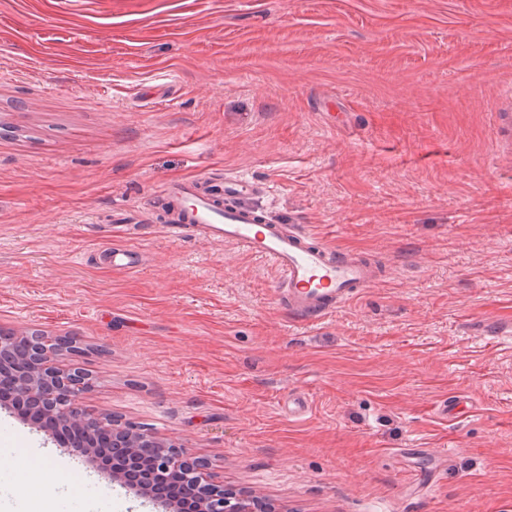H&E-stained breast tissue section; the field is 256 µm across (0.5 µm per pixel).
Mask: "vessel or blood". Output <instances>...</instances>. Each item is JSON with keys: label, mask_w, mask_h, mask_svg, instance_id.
<instances>
[{"label": "vessel or blood", "mask_w": 512, "mask_h": 512, "mask_svg": "<svg viewBox=\"0 0 512 512\" xmlns=\"http://www.w3.org/2000/svg\"><path fill=\"white\" fill-rule=\"evenodd\" d=\"M255 183L224 176L187 178L165 190L171 207L165 224L175 235L196 233L213 242L242 246L266 258L280 274V293L289 313L313 322L353 300L376 280L359 256H342L324 242L267 219L254 203ZM106 254L113 271L137 266L138 253L112 245Z\"/></svg>", "instance_id": "vessel-or-blood-1"}]
</instances>
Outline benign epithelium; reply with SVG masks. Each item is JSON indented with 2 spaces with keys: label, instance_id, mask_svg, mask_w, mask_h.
I'll return each instance as SVG.
<instances>
[{
  "label": "benign epithelium",
  "instance_id": "obj_1",
  "mask_svg": "<svg viewBox=\"0 0 512 512\" xmlns=\"http://www.w3.org/2000/svg\"><path fill=\"white\" fill-rule=\"evenodd\" d=\"M46 333L35 328L13 335V345L0 343V373L16 374L15 402L37 413L51 426L72 434L69 447L84 457L97 449V436L112 420L90 413L83 404L90 383L71 364L80 355L79 338L68 336L69 347L46 349ZM112 480L130 489V476L139 473L148 482L136 494L150 499L165 512H180L178 500L157 497L151 480L178 485L182 496L196 502V512H278L275 504L260 496L241 497L206 476L209 463L191 456L184 448L161 441L134 426L112 429Z\"/></svg>",
  "mask_w": 512,
  "mask_h": 512
}]
</instances>
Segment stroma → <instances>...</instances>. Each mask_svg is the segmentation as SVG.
<instances>
[{
	"instance_id": "1",
	"label": "stroma",
	"mask_w": 512,
	"mask_h": 512,
	"mask_svg": "<svg viewBox=\"0 0 512 512\" xmlns=\"http://www.w3.org/2000/svg\"><path fill=\"white\" fill-rule=\"evenodd\" d=\"M209 173L380 281L295 319L272 263L159 224ZM29 326L81 338L91 413L280 512H512V0H0V330ZM33 447L53 512H157L0 407ZM104 252L109 258V265L113 271L128 272L138 265V252L130 246L112 244V247L105 249Z\"/></svg>"
}]
</instances>
